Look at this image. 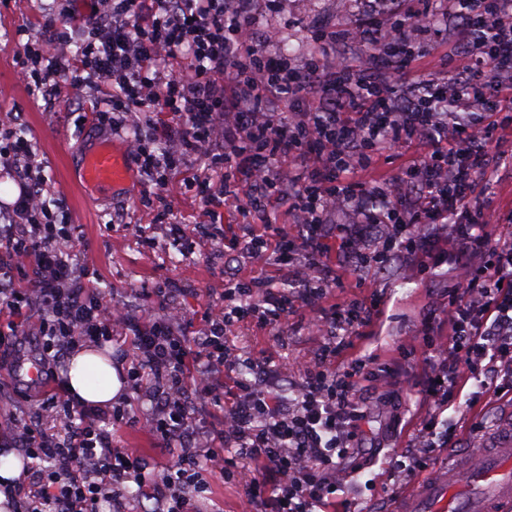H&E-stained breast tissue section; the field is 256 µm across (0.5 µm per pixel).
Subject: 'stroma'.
I'll list each match as a JSON object with an SVG mask.
<instances>
[{
  "mask_svg": "<svg viewBox=\"0 0 512 512\" xmlns=\"http://www.w3.org/2000/svg\"><path fill=\"white\" fill-rule=\"evenodd\" d=\"M425 8L434 34L403 67L393 98L411 94L416 73L427 71L443 82L456 65L459 20L452 18L445 0H426ZM256 9L257 20L249 37L266 54L282 55L287 41L302 44L301 55L305 58L325 54L357 57L364 51L349 32L358 21L370 16L365 0H357L355 7L346 11L338 9L337 0H317L313 5L307 0H257ZM322 24L335 25L339 33L335 44L324 45L314 35V28ZM42 32V17L31 0H0V122L12 123L18 134L31 141L44 197L50 201L65 199L63 221L74 228L72 249L84 254L95 272L90 282L105 298L138 307L155 289H172L171 304L182 306L190 314L191 330L197 333L204 327L203 313L219 310L226 275L244 280L260 278L273 288L287 287L296 279L300 260H283L273 250L259 264L241 256L230 261L221 241L199 233V225L215 219L203 199L185 193L183 187L187 174L193 172L212 178V171L202 163L189 161L185 168L168 175L165 191L174 209L163 219L157 218L156 207L140 200L141 193L151 188L146 176L137 177L134 195L109 193L97 204L91 202L86 188L72 185L68 169L76 160V149L92 147L111 131L91 123L75 128L62 107L75 102L89 113L102 109L108 88L86 87L77 95L71 82L59 81L57 97L61 106L55 110L29 96L24 84L16 79L17 59L26 41ZM118 211L123 212L124 220L116 224L112 215ZM174 224L182 226V236L171 232ZM373 294L381 299L383 316L374 335L362 346L390 363L396 397L386 399L375 381L363 384L367 422L355 457L361 471L337 493L355 512H389V496L400 488L391 456L404 450L428 412L419 396L428 363L421 352L412 350L410 342L430 311L428 291L406 267L395 264L382 275L367 270L349 276L343 287L331 290L329 300L339 303L352 295ZM318 316V311L296 307L279 326L267 330L257 329L252 318L246 316L229 333L227 343L243 356L287 368L297 380L324 342L313 326ZM40 396L39 388L28 386L22 379L0 381V445L7 440L13 418L30 414ZM446 416L453 429L452 440L440 450L439 464L463 473L468 470L473 443L491 448L512 434V403L504 400L489 404L481 399L463 412L453 406ZM255 470L253 463L245 461L239 479L229 481L213 474L210 499L204 504L206 512H245L242 487Z\"/></svg>",
  "mask_w": 512,
  "mask_h": 512,
  "instance_id": "1",
  "label": "stroma"
}]
</instances>
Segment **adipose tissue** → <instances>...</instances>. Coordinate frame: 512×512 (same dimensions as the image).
Wrapping results in <instances>:
<instances>
[{"label": "adipose tissue", "instance_id": "adipose-tissue-1", "mask_svg": "<svg viewBox=\"0 0 512 512\" xmlns=\"http://www.w3.org/2000/svg\"><path fill=\"white\" fill-rule=\"evenodd\" d=\"M67 388L85 403L104 407L122 392L123 382L116 367L83 348L72 357Z\"/></svg>", "mask_w": 512, "mask_h": 512}]
</instances>
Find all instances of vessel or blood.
<instances>
[{
	"label": "vessel or blood",
	"mask_w": 512,
	"mask_h": 512,
	"mask_svg": "<svg viewBox=\"0 0 512 512\" xmlns=\"http://www.w3.org/2000/svg\"><path fill=\"white\" fill-rule=\"evenodd\" d=\"M134 172L130 156L117 139L81 153L74 169L78 184L99 190L131 184ZM22 374L40 381L42 366L19 361L0 365L1 377L12 379ZM465 478L471 490H461ZM497 504L512 505V440L507 438L498 450L483 454L479 465L467 475L443 473L416 487L400 512H493Z\"/></svg>",
	"instance_id": "b4317fda"
}]
</instances>
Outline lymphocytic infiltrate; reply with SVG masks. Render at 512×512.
Listing matches in <instances>:
<instances>
[{
	"instance_id": "obj_1",
	"label": "lymphocytic infiltrate",
	"mask_w": 512,
	"mask_h": 512,
	"mask_svg": "<svg viewBox=\"0 0 512 512\" xmlns=\"http://www.w3.org/2000/svg\"><path fill=\"white\" fill-rule=\"evenodd\" d=\"M255 2L50 0L43 35L23 46L19 75L35 98L54 101L51 74L111 88L110 108L79 114L76 125L91 120L119 133L138 113L132 156L155 182L189 160L206 161L221 175L206 198L214 209L234 199L231 177L246 181L255 224L228 239L229 251L266 257L269 238L256 223L287 207L300 227L305 272L290 294L255 278L227 280L221 311L204 313L196 336L162 289L155 293L161 315L130 316L89 288L88 264L58 245L62 231L52 217L65 201L44 199L31 142L0 145V171L19 186L15 201L0 206V352L40 308L39 361L52 388L39 409L63 426L54 433L33 418L15 422L10 445L31 464L14 512H98L104 502L127 512L129 482L138 487L140 512H201L209 475L235 478L244 460L259 467L243 486L257 510L337 512L335 495L356 472L349 460L367 418L361 383L377 362L357 342L373 334L382 310L375 296L329 304L330 235L346 251L350 275L397 260L424 282L432 265L456 269L432 304L443 330L427 317L418 332L430 361L421 389L430 411L397 469L411 476L437 465V449L451 439L440 417L466 386L512 401V211L487 216L475 195L501 167L500 133L512 127L511 113L487 106L488 97L512 94V0H449L451 12L469 20L460 30V65L444 89L419 75L413 95L391 108L384 102L393 74L379 70L375 57L295 64L260 53L247 38ZM427 31L419 0H407L401 20L384 29L369 17L356 38L383 39L409 61ZM185 50L194 70L187 78L168 65ZM65 58L70 67H62ZM278 96L288 99V111L268 108ZM163 112L171 120L157 124ZM399 146L415 152L397 172L357 180L372 155ZM297 302L320 310L316 328L327 341L318 365L286 389L287 371L239 358L226 336L246 315L260 329L277 325ZM118 328L130 339L132 390L153 403L144 428L158 446L179 451L160 470L112 446L113 427L135 425L134 414L85 405L58 375L68 354L111 342ZM200 402L219 410V429L198 426Z\"/></svg>"
}]
</instances>
